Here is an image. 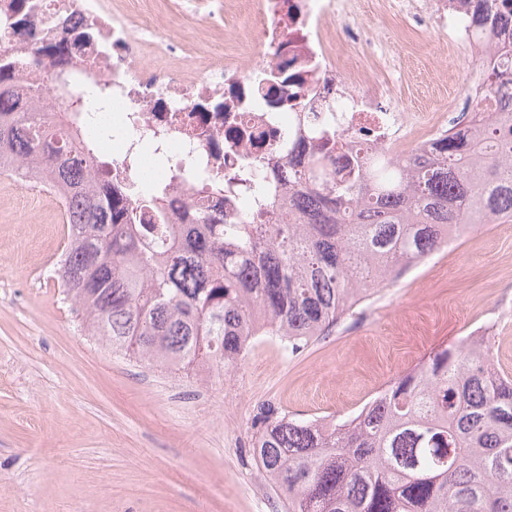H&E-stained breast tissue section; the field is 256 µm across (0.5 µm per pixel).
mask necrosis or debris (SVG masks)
<instances>
[{
    "label": "necrosis or debris",
    "instance_id": "necrosis-or-debris-1",
    "mask_svg": "<svg viewBox=\"0 0 512 512\" xmlns=\"http://www.w3.org/2000/svg\"><path fill=\"white\" fill-rule=\"evenodd\" d=\"M142 0H35L27 32L0 24V50L23 60L36 45L84 34L71 54L84 120L96 132L98 155L111 157L112 175L167 185L176 209L204 203L231 219L269 192L287 211L288 171L281 158L298 140L326 135L387 155L430 149L447 133L450 113L474 111L488 89L481 63L490 47L462 0H375L382 14L426 19L474 62L463 91L448 94L444 112L419 114L390 102L391 86L377 81L354 52L330 43L328 30L362 10L360 0H263L265 18L251 29L256 57L237 46L190 57L178 41L160 36ZM294 58L296 103L269 108V75L282 56ZM249 169V188L215 193L225 172Z\"/></svg>",
    "mask_w": 512,
    "mask_h": 512
}]
</instances>
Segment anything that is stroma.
I'll return each instance as SVG.
<instances>
[{"instance_id":"obj_1","label":"stroma","mask_w":512,"mask_h":512,"mask_svg":"<svg viewBox=\"0 0 512 512\" xmlns=\"http://www.w3.org/2000/svg\"><path fill=\"white\" fill-rule=\"evenodd\" d=\"M163 34L194 57L246 43L248 13L200 28L178 0H143ZM394 37L408 75L396 91L411 112H434L461 89L466 51L437 34L364 15L338 36L372 60L367 29ZM0 171V512H281L257 464L252 417L271 400L289 413L341 421L441 346L491 339L512 375V233L479 224L385 288L301 353L272 340L229 371H170L87 335L57 270L66 240L57 200Z\"/></svg>"}]
</instances>
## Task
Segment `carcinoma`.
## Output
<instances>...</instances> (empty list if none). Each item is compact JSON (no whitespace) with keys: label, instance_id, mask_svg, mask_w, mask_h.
<instances>
[{"label":"carcinoma","instance_id":"1","mask_svg":"<svg viewBox=\"0 0 512 512\" xmlns=\"http://www.w3.org/2000/svg\"><path fill=\"white\" fill-rule=\"evenodd\" d=\"M467 2L475 23L497 32L503 14ZM41 57L53 101L30 106L14 58L0 53V161L62 193L67 298L90 335L149 364L228 370L257 336L294 356L450 238L512 224V100L495 97L512 77L501 68L512 32L486 59L499 111L478 108L474 137L450 131L433 151L405 157L355 150L336 172V142L302 147L306 164L288 171L294 208L234 224L202 208L194 223L175 224L165 189L127 203L134 190L102 183L107 161L90 152L69 63L60 46L41 45L28 66L42 69ZM293 64L282 59L275 79L296 81ZM252 426L286 512H512V375L495 365L488 336L433 352L342 422L263 401Z\"/></svg>","mask_w":512,"mask_h":512}]
</instances>
